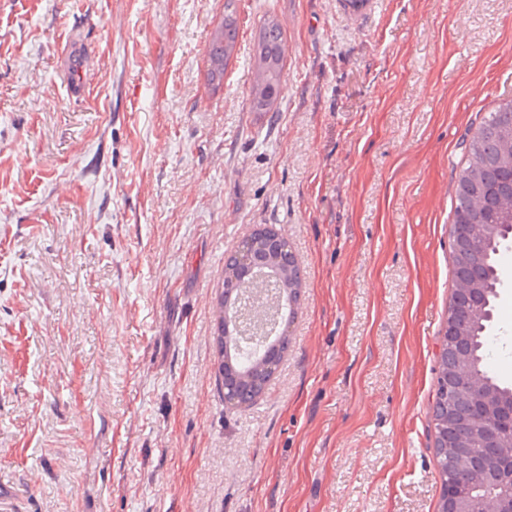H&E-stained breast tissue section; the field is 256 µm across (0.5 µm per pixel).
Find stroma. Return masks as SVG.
Instances as JSON below:
<instances>
[{
    "instance_id": "stroma-1",
    "label": "stroma",
    "mask_w": 512,
    "mask_h": 512,
    "mask_svg": "<svg viewBox=\"0 0 512 512\" xmlns=\"http://www.w3.org/2000/svg\"><path fill=\"white\" fill-rule=\"evenodd\" d=\"M0 0V512H438L431 405L463 143L512 98V0ZM276 109L249 108L266 16ZM86 54V92L61 71ZM302 271L290 346L231 408L224 258ZM492 334L512 383V281ZM237 40L236 8L233 0H227L224 18L213 29L206 50V80L214 90L224 84V72L236 51ZM80 57V47L77 44L68 46L62 53V62L72 70L71 94L81 96L84 92V84L81 78L82 68L75 62Z\"/></svg>"
}]
</instances>
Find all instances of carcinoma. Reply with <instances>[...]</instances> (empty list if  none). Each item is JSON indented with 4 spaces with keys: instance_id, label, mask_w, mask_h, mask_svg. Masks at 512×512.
<instances>
[{
    "instance_id": "carcinoma-1",
    "label": "carcinoma",
    "mask_w": 512,
    "mask_h": 512,
    "mask_svg": "<svg viewBox=\"0 0 512 512\" xmlns=\"http://www.w3.org/2000/svg\"><path fill=\"white\" fill-rule=\"evenodd\" d=\"M238 26L234 0H227L224 18L211 33L206 50L208 85L216 90L224 84V72L234 55ZM256 75L250 94L253 112L275 111L283 68L282 31L279 22L268 17L260 27L254 45ZM512 222V99L500 102L488 113L472 135L467 159L456 176L454 218L450 228L453 276L455 281L471 279L482 272L485 282L480 291L469 294L453 291L448 303V319L442 336V349L433 405L434 450L443 485L453 483L469 508L479 507L487 494H500L512 486V446L498 436L482 431L481 409L477 401L481 369L484 384L508 400L512 385L497 380L489 367L486 332L490 319L478 320L477 309L491 314L496 304L498 255L487 249L486 240L496 225ZM288 251V241L271 227L251 234L250 241L224 261L223 290L219 308L233 304L248 291L265 292L281 288L294 304H299L301 276L297 264L283 270L278 283L269 285L258 276L260 269L245 261L244 251L255 257L264 252L276 256L269 245ZM224 316H219L213 337L217 355L216 381L238 378L251 392L260 394L271 374L258 362L256 346L244 343L231 353L225 351Z\"/></svg>"
}]
</instances>
